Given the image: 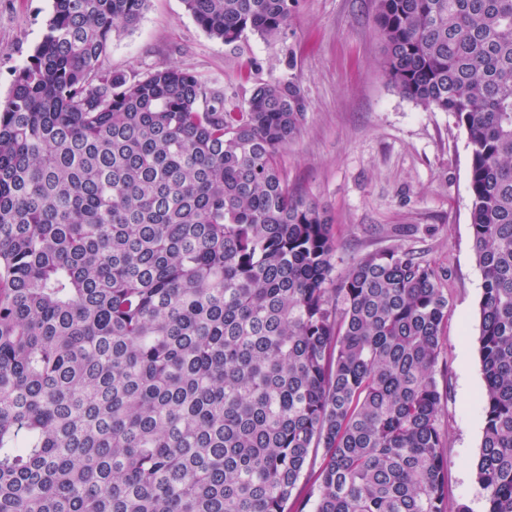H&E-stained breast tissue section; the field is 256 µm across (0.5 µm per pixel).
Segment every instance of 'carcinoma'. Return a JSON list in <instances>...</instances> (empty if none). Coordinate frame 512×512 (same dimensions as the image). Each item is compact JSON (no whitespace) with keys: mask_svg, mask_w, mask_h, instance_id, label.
I'll use <instances>...</instances> for the list:
<instances>
[{"mask_svg":"<svg viewBox=\"0 0 512 512\" xmlns=\"http://www.w3.org/2000/svg\"><path fill=\"white\" fill-rule=\"evenodd\" d=\"M148 0H52L0 101V512H450L437 271L335 241L279 153L292 79L227 106L99 62ZM213 39L296 0H183ZM385 76L470 146L484 512H512V0H375ZM326 453L316 487L293 495Z\"/></svg>","mask_w":512,"mask_h":512,"instance_id":"cac0c4a2","label":"carcinoma"}]
</instances>
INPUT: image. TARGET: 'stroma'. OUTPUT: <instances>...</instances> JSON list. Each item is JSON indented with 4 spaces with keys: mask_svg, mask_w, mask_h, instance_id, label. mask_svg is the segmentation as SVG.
<instances>
[{
    "mask_svg": "<svg viewBox=\"0 0 512 512\" xmlns=\"http://www.w3.org/2000/svg\"><path fill=\"white\" fill-rule=\"evenodd\" d=\"M52 0H0V99L51 15ZM373 0H299L286 35L211 39L183 0H148L139 23L116 33L100 68L136 79L171 64L245 108L255 87L295 78L308 112L280 155L291 193L316 201L336 241L333 283L367 254L399 248L442 275L448 321L434 376L443 394L450 505L482 512L475 465L482 276L473 252L470 148L451 113L427 111L387 81Z\"/></svg>",
    "mask_w": 512,
    "mask_h": 512,
    "instance_id": "1",
    "label": "stroma"
}]
</instances>
